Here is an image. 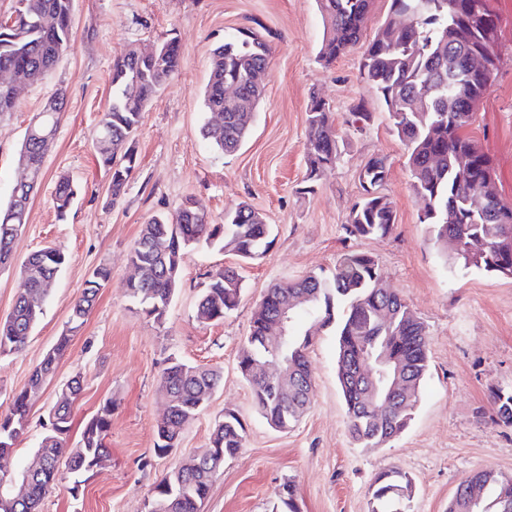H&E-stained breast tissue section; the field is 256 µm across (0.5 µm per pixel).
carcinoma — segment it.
I'll use <instances>...</instances> for the list:
<instances>
[{"mask_svg":"<svg viewBox=\"0 0 512 512\" xmlns=\"http://www.w3.org/2000/svg\"><path fill=\"white\" fill-rule=\"evenodd\" d=\"M372 0H316L324 22V35L317 58L329 66L359 42ZM15 13L0 18V71H14L35 84L54 68L70 47L75 0H17ZM398 21H389L369 43L359 67L363 81L377 92L388 113L391 129L406 147V164L413 188L424 203L421 222L429 225L437 245L453 242L457 251L450 265L472 268L499 276L512 273V206L503 202L492 176L490 158L467 133L475 108L486 92L497 68L496 46L499 16L491 0H391ZM270 48L252 32L224 39L213 50L208 80L203 90L206 119L202 136L222 154L238 151L254 123L262 88L254 81L265 72ZM178 41L168 38L159 50L144 56L135 49L117 59L112 68V102L101 114L93 133L98 166L110 175V202L126 191L137 168L134 145L142 112L169 78L179 69ZM237 84L247 106L229 108L224 85ZM65 94L51 96L35 115L34 132L24 134L19 164L27 173L25 187L34 192L43 176V160L55 138L64 111ZM18 99L0 85V118L13 112ZM372 113L356 105L347 113L346 124L358 132L366 130ZM333 112L316 95L307 105V170L302 194H311L322 174L340 153L333 130ZM389 176L383 158L373 157L361 168L363 197L350 210L344 229L355 238H383L396 223L392 202L381 192ZM78 194L67 177L55 187L52 204L63 218ZM28 209L9 197L0 208V267L11 265L14 243L25 224ZM270 226L248 202L224 213V223L211 224L196 202L187 197L170 215H158L143 225L129 256V264L140 276L126 281L129 297L157 323L163 322L179 287L184 255L199 245L217 247L248 261L268 244ZM66 262L65 253L42 248L27 257L19 273L28 284L17 297L11 313L0 321V355L19 351L39 321L43 303ZM378 263L369 254L343 255L332 277L316 273L283 280L268 289L256 309L250 336L239 356L238 368L250 386L254 407L269 426L287 429L310 407L313 382L306 350L317 332L336 326L338 377L346 407L348 433L363 448L388 443L412 420L416 400L388 408L387 418L371 424L359 417V394L344 364L366 356L378 357L392 349L407 369L415 388L428 370V337L425 327L396 292L378 280ZM110 270L96 269L71 308L68 327L58 336L27 387L13 396L8 412L0 414V461L9 455L5 447L15 444L28 424L31 400L43 383L52 378L58 359L72 337L85 323ZM243 278L235 267H218L196 304V317L218 322L240 302ZM295 295L308 298V310L290 312L288 337L277 347L260 339L281 301ZM297 366L294 386L279 392L276 382L253 372L261 359ZM218 371L175 358L160 375L159 386L170 402L165 419L158 424L153 452L167 457L178 447L185 424L207 403L204 396L220 385ZM83 377L76 374L64 383L69 397H60L49 413V431L39 443L38 459L22 472L28 478L21 493L14 492L13 479L0 469V512H39L41 502L60 480L61 467L72 472L86 469L88 462L105 454V437L111 426L112 404L104 405L82 429L80 439L66 447L72 427V405L80 394ZM496 422L512 426V390L490 392ZM245 426L234 412L224 413L212 430L209 444L197 452L195 467L171 469L153 488L159 512H201L213 479L224 461L244 447ZM482 494L473 501L466 483L459 484L448 505L449 512H512L502 498L512 480L490 471L467 479ZM410 479L400 471L381 474L372 489L371 512H408L406 492Z\"/></svg>","mask_w":512,"mask_h":512,"instance_id":"carcinoma-1","label":"carcinoma"}]
</instances>
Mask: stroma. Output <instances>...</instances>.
Segmentation results:
<instances>
[{
	"label": "stroma",
	"instance_id": "1",
	"mask_svg": "<svg viewBox=\"0 0 512 512\" xmlns=\"http://www.w3.org/2000/svg\"><path fill=\"white\" fill-rule=\"evenodd\" d=\"M391 0H373L358 44L331 66L317 51L323 21L315 0H76L70 48L40 85L25 89L10 116L0 119V204L20 176L18 152L32 116L56 91L65 110L28 222L14 244V265L0 269V320L23 289L19 262L44 246L63 249L68 261L43 304L25 347L0 355V412L24 389L33 370L65 328L86 281L100 267L111 277L61 357L55 379L43 386L29 412L26 432L7 460L11 472L33 460L60 383L84 378L73 407L69 444L104 404L112 417L108 454L98 466L64 473L40 512H143L152 488L179 461L206 447L225 412L237 413L246 442L226 460L201 512H271L285 482L295 486L299 512H370L371 489L384 472L412 481V512H448L460 482L480 470L512 476V426L493 420L490 391L512 388V278L447 267L426 225L405 165L404 144L392 131L376 91L362 81L359 64L368 43L390 17ZM501 17L500 63L476 109L469 135L489 155L497 189L512 203V0H494ZM252 31L270 46L264 97L246 144L223 155L202 139V89L213 49L226 36ZM176 38L181 65L148 104L135 136L139 165L122 199L108 205V177L95 163L93 132L112 99V65L129 47L150 49ZM319 96L334 109L345 149L314 193L301 195L306 175V108ZM364 104L373 123L364 132L345 124L350 107ZM390 166L384 192L397 222L384 238L356 239L343 225L362 193L357 172L370 157ZM78 195L58 218L52 195L60 176ZM193 197L210 223L226 209L251 203L271 229L264 253L240 264L231 253L201 248L187 253L180 286L163 322L138 312L126 292L128 257L143 224ZM372 254L387 287L424 322L429 369L405 431L379 448L350 437L336 372L334 328L308 349L312 403L288 431L272 429L256 412L237 368L253 314L276 282L309 273L331 276L349 252ZM241 266L239 306L219 323L196 317L207 274ZM221 371L223 382L186 425L175 454L152 451L165 411L159 377L168 358ZM79 495H71V487Z\"/></svg>",
	"mask_w": 512,
	"mask_h": 512
}]
</instances>
